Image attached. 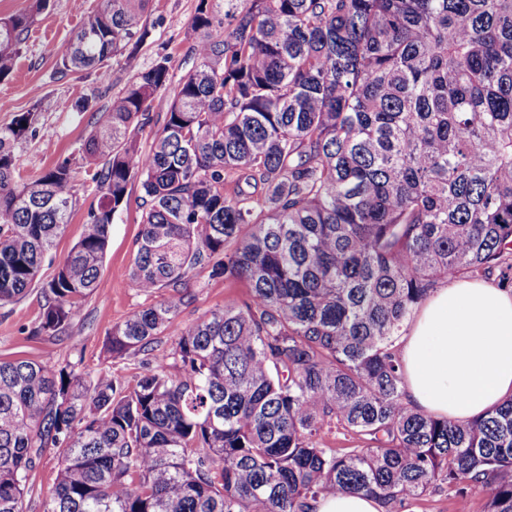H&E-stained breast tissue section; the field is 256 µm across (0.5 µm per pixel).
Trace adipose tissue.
<instances>
[{
    "label": "adipose tissue",
    "instance_id": "1",
    "mask_svg": "<svg viewBox=\"0 0 512 512\" xmlns=\"http://www.w3.org/2000/svg\"><path fill=\"white\" fill-rule=\"evenodd\" d=\"M404 401L455 421L512 396V291L452 279L417 309L401 339Z\"/></svg>",
    "mask_w": 512,
    "mask_h": 512
}]
</instances>
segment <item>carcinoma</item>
Segmentation results:
<instances>
[{"mask_svg": "<svg viewBox=\"0 0 512 512\" xmlns=\"http://www.w3.org/2000/svg\"><path fill=\"white\" fill-rule=\"evenodd\" d=\"M151 2L103 0L60 72L109 86ZM224 2L199 0L197 64L148 152L136 135L168 56L97 110L83 159L98 203L42 286L34 333L55 336L97 291L139 183L130 278L174 295L113 326L108 352L151 365L125 384L1 360L0 512H25L44 448L62 457L42 512H313L354 492L407 512L444 487L512 512V396L465 423L414 410L398 347L449 279L512 284V0ZM46 4L0 18V81ZM34 123L0 127V307L40 280L77 204L68 159L17 179ZM197 267L248 292L165 347ZM332 426L363 446L325 447Z\"/></svg>", "mask_w": 512, "mask_h": 512, "instance_id": "obj_1", "label": "carcinoma"}]
</instances>
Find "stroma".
<instances>
[{"label":"stroma","mask_w":512,"mask_h":512,"mask_svg":"<svg viewBox=\"0 0 512 512\" xmlns=\"http://www.w3.org/2000/svg\"><path fill=\"white\" fill-rule=\"evenodd\" d=\"M100 4L101 0H49L22 43L12 75L0 81V127L10 124L19 113H37L33 134L19 141L14 149L21 179L37 176L58 161H72L79 203L56 243L54 255L59 260L79 240L88 211L97 202L81 153L96 115L76 111L75 103L99 84L91 71L60 73L59 63L87 15ZM197 4L198 0H153L146 17L149 37L138 46H127L112 61V89L118 92L133 76L151 67L159 55L168 56L173 82L152 102L155 120H164L176 81L195 65L187 49ZM140 195L139 185H132L127 205L115 215L111 226L101 286L82 302L78 315L63 333H33L43 302L40 286H33L19 302L0 307V360L23 358L59 365L78 356L82 359V373L92 376L105 371L126 384L144 371V354L131 353L115 359L107 351L108 335L114 325L123 322L132 311L171 295L167 289L151 295L142 293L129 277L140 229ZM246 291L244 283L210 277L205 269L194 270L189 281L192 299L180 306L174 324L184 327L196 323L211 311L223 308L225 302L243 298ZM59 468L58 449H44L30 474L25 495L27 512H41L43 500L57 483Z\"/></svg>","instance_id":"35a3bbf8"}]
</instances>
